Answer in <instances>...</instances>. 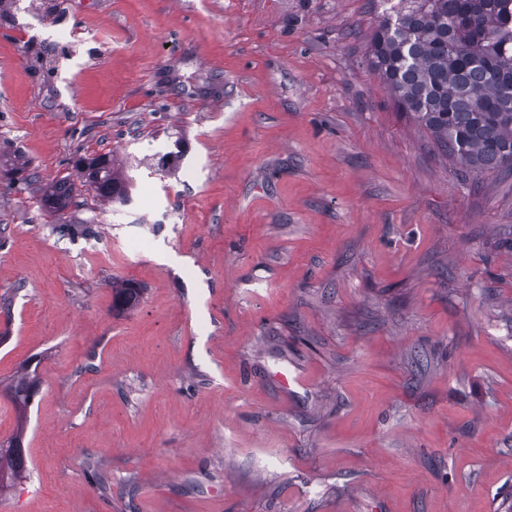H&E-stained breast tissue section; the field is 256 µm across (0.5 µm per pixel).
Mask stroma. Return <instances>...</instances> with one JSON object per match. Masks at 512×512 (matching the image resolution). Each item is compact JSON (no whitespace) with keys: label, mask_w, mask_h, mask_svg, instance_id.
Returning a JSON list of instances; mask_svg holds the SVG:
<instances>
[{"label":"stroma","mask_w":512,"mask_h":512,"mask_svg":"<svg viewBox=\"0 0 512 512\" xmlns=\"http://www.w3.org/2000/svg\"><path fill=\"white\" fill-rule=\"evenodd\" d=\"M58 2L53 66L0 21V512H512V178L397 109L371 0ZM100 153L130 202L46 215ZM76 184L73 180H63L50 185L41 198L42 210L49 216H61L64 212L78 206ZM112 310L121 313L132 308L139 300L141 288L126 282L112 289ZM40 383L36 368L33 371L28 370L7 388L6 396L18 411L24 412L38 393ZM27 468L24 450L17 437L0 442V492L23 478Z\"/></svg>","instance_id":"obj_1"}]
</instances>
